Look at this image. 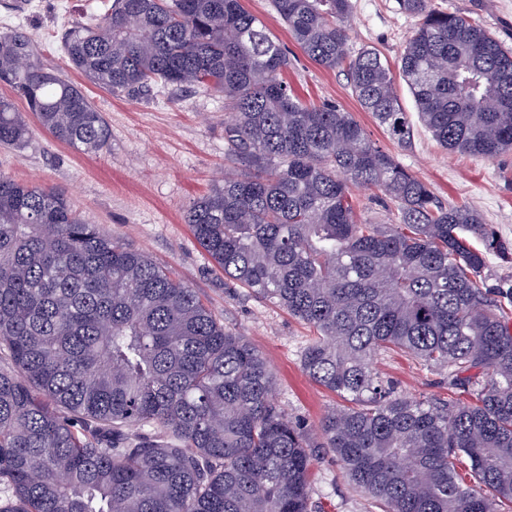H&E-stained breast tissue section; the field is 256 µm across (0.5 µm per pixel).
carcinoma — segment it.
<instances>
[{
    "instance_id": "cac0c4a2",
    "label": "carcinoma",
    "mask_w": 512,
    "mask_h": 512,
    "mask_svg": "<svg viewBox=\"0 0 512 512\" xmlns=\"http://www.w3.org/2000/svg\"><path fill=\"white\" fill-rule=\"evenodd\" d=\"M272 2L304 54L410 143L387 60L349 47L351 0ZM398 7L419 19L398 68L420 122L451 153L511 151L512 51L432 0ZM63 50L112 95L224 97L233 172L185 221L225 278L313 328L302 370L349 405L315 428L289 420L265 358L194 289L55 190L0 174V512H310L321 453L379 512L512 503V285L485 279L486 256L512 264V244L440 203L349 112L299 99L241 0H112ZM0 86L57 140L108 145L102 112L19 27L0 32ZM30 134L0 97V145ZM359 186L392 200L396 223L360 219ZM389 350L448 373L468 402L394 395L375 372Z\"/></svg>"
}]
</instances>
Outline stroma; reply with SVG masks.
Segmentation results:
<instances>
[{
    "mask_svg": "<svg viewBox=\"0 0 512 512\" xmlns=\"http://www.w3.org/2000/svg\"><path fill=\"white\" fill-rule=\"evenodd\" d=\"M112 0H31L15 14L0 4V32L20 25L31 35L45 65L69 78L103 113L111 130L108 146L85 155L33 126L20 150L0 146V174L52 188L92 223L122 243L146 252L172 276L197 291L224 323L244 336L269 363L275 399L289 419L317 426L341 400L314 383L301 368L310 328L277 304L242 288H229L224 274L195 240L184 215L223 178L224 99L193 87H173L153 97L113 96L70 70L61 50L71 25L103 14ZM436 7L470 17L512 48V0H434ZM270 35L288 52L286 77L302 99L332 101L364 127L377 146L426 183L445 205L476 208L504 240L512 242V151L494 160L453 154L415 124L409 145H398L372 113L363 111L341 70L311 61L295 43L271 0H243ZM349 45L379 50L396 62L418 20L402 12L397 0H352ZM376 370L406 397L447 398L444 372L395 353L379 356ZM312 512H377L351 489L332 456L314 460Z\"/></svg>",
    "mask_w": 512,
    "mask_h": 512,
    "instance_id": "stroma-1",
    "label": "stroma"
}]
</instances>
